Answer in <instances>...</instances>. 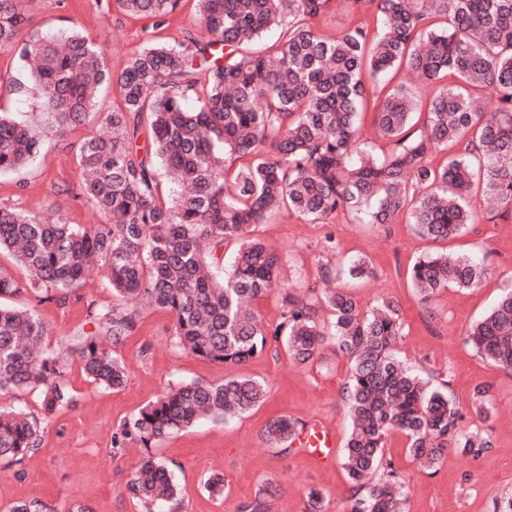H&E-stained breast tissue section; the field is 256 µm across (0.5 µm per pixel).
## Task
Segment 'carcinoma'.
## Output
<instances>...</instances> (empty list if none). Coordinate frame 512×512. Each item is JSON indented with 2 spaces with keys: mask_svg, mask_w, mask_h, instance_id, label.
I'll return each mask as SVG.
<instances>
[{
  "mask_svg": "<svg viewBox=\"0 0 512 512\" xmlns=\"http://www.w3.org/2000/svg\"><path fill=\"white\" fill-rule=\"evenodd\" d=\"M113 2L153 19L181 4ZM196 2L209 38L134 53L117 79L120 101L101 119L108 133L79 147L82 194L104 221L81 226L0 208V253L27 272L21 283L0 268V297L65 295L92 262L114 296L107 307L89 304L94 330L71 337L65 358L41 349L47 327L34 310L0 305V393L37 390L41 406L38 414L0 410V459L19 463L39 450L50 416L71 403L69 359L94 383L125 385L119 345L147 306L171 315L176 346L196 358L237 365L280 345L300 365L328 367L327 349L346 359L342 402L351 430L342 466L351 512H405L406 477L386 451L392 434H402L406 453L428 470L449 450L481 457L492 447L489 434L461 427L448 381L433 385L399 357L400 305L389 297L363 311L343 288H284L280 320L264 326L250 305L281 285L283 263L251 227L283 208L310 224L339 211L363 224H392L404 214L419 234L444 240L477 223L476 184L512 213V0H349L375 6L380 29L361 21L332 39L319 25L334 0ZM27 25L22 0H0V50L19 66L0 73V84L36 99L44 115L34 125L0 111V172L25 167L50 137L82 124L98 90L112 83L106 42L75 27L25 39ZM271 27L280 28L278 40L248 51ZM400 67L439 84L425 106L403 86H380ZM485 96L494 104L491 121L477 108ZM370 102L385 142L378 153L361 141ZM448 150L444 164H431V153ZM162 169L177 182L168 192ZM231 241L237 250L225 265ZM344 273L364 281L374 269L361 257ZM487 274L482 259L430 254L413 263L407 281L433 319L439 293L477 288ZM465 342L512 374V286L468 327ZM266 395L263 382L247 377L180 383L124 421L112 448H150L201 420L245 414ZM473 405L490 415L489 386L475 387ZM303 429L277 417L265 439L288 454ZM127 490L143 512H180L184 499L168 465L152 456L131 473ZM271 494L272 484L261 483L250 512H266ZM6 512L55 508L32 500Z\"/></svg>",
  "mask_w": 512,
  "mask_h": 512,
  "instance_id": "cac0c4a2",
  "label": "carcinoma"
}]
</instances>
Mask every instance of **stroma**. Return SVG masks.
Masks as SVG:
<instances>
[{
    "label": "stroma",
    "instance_id": "obj_1",
    "mask_svg": "<svg viewBox=\"0 0 512 512\" xmlns=\"http://www.w3.org/2000/svg\"><path fill=\"white\" fill-rule=\"evenodd\" d=\"M28 33L46 35L78 27L93 39H107L109 65L120 75L132 54L153 42L175 43L200 34L195 0H183L174 13L160 19L134 18L119 11L112 0H25ZM119 87L104 86L85 124L61 138H50L45 152L28 168L0 173V207L36 215L49 221L89 225L98 214L80 191L77 162L80 143L101 133V115L111 111ZM254 236L281 255L287 286L299 291L320 282L322 264L341 266L364 257L375 269L374 278L347 285L337 277L336 287L350 286L361 308L375 305L378 297L396 299L401 307L403 334L397 344L401 357L423 373L449 375V390L463 411L465 428L489 432L493 446L473 459L448 452L437 472H429L405 452L406 439L392 434L388 451L408 477L407 512H497L512 497V374L494 369L466 345L467 327L481 318L505 287L512 285V214L469 227L445 241L420 237L405 219L393 224H361L339 213L326 224H308L283 209L269 223L256 225ZM333 251H324L326 239ZM448 252L486 256L490 273L481 287H448L435 297L437 320H430L406 280V271L420 255ZM5 305L32 306L48 328L45 347L59 353L66 339L87 323L89 304L108 306L112 292L103 273L89 269L80 288L41 304L30 295L0 298ZM173 320L167 313H145L121 350L128 373L125 388L109 390L91 383L79 363H72L68 381L70 405L50 417L39 450L22 464L0 461V512L25 500H43L68 512L81 501L90 512H141L126 490L129 475L144 454L164 460L185 489L181 512H244L261 482L275 492L267 512H302L305 493H324L322 512H348L349 481L341 461L349 433L340 384L346 359L337 369L320 374L295 363L283 348L270 349L248 363L227 366L180 351L172 336ZM263 381L268 394L260 407L224 424L203 421L171 435L144 451L131 446L112 448L117 426L166 387L189 381L219 382L236 376ZM490 384L493 406L482 420L471 405L476 385ZM285 416L329 431L333 448L328 458L315 459L297 449L290 454L269 447L263 431L273 418ZM224 477V492L209 495L207 477Z\"/></svg>",
    "mask_w": 512,
    "mask_h": 512
}]
</instances>
